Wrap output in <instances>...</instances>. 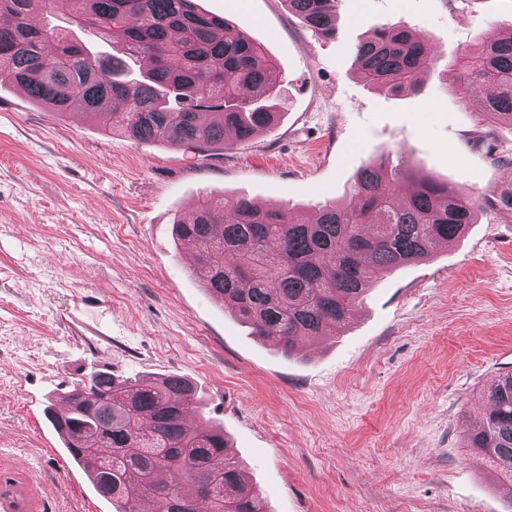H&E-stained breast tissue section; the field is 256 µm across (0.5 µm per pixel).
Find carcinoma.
Listing matches in <instances>:
<instances>
[{"label": "carcinoma", "instance_id": "cac0c4a2", "mask_svg": "<svg viewBox=\"0 0 512 512\" xmlns=\"http://www.w3.org/2000/svg\"><path fill=\"white\" fill-rule=\"evenodd\" d=\"M338 0H283L318 34L336 36ZM69 15L112 47L100 56L51 24ZM0 85L23 89L55 112L72 104L112 115L139 142L201 153L232 149L276 120L282 70L265 47L201 11L196 0H0ZM355 75L386 96L418 92L438 55L403 26L383 27L355 48ZM454 93L475 120V142L493 154L489 127L512 126V23L448 61ZM490 86L488 98L475 89ZM346 203L327 202L313 220L245 197H207L173 224L195 246L192 276L232 310L251 335L284 354L304 340L338 336L367 287L429 258L459 237L479 210L512 212V185L482 196L428 178H411L389 154L357 171ZM67 415H46L70 458L115 512H266L256 486L228 458L224 430L202 412L194 385L177 374L121 380L91 373L67 392ZM467 447L481 452L512 495V372L485 396Z\"/></svg>", "mask_w": 512, "mask_h": 512}]
</instances>
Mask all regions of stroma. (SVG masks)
Returning <instances> with one entry per match:
<instances>
[{
    "label": "stroma",
    "mask_w": 512,
    "mask_h": 512,
    "mask_svg": "<svg viewBox=\"0 0 512 512\" xmlns=\"http://www.w3.org/2000/svg\"><path fill=\"white\" fill-rule=\"evenodd\" d=\"M263 43L285 108L247 144L201 154L138 143L109 116L57 113L0 87V481L27 512H112L73 466L47 400L110 370L178 374L267 499L268 512H512L464 437L512 370V217L478 212L454 242L376 280L341 335L285 356L190 277L172 224L207 194L309 218L370 155L473 194L512 164L468 145L450 57L512 21V0H339L335 38L282 0H197ZM398 24L440 58L421 92L386 97L354 50Z\"/></svg>",
    "instance_id": "stroma-1"
}]
</instances>
